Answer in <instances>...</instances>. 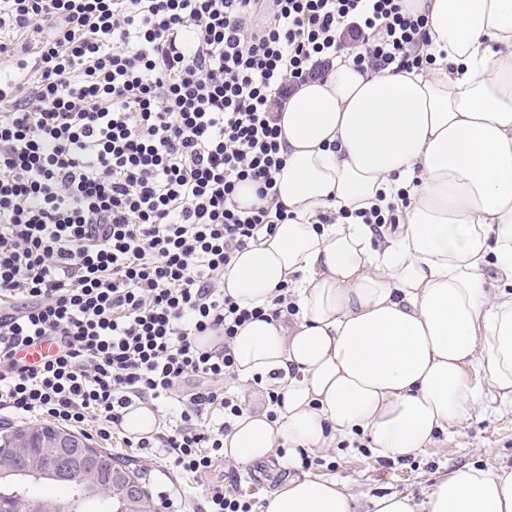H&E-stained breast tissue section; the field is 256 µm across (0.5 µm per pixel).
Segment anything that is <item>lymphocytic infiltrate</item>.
<instances>
[{
	"label": "lymphocytic infiltrate",
	"instance_id": "obj_1",
	"mask_svg": "<svg viewBox=\"0 0 512 512\" xmlns=\"http://www.w3.org/2000/svg\"><path fill=\"white\" fill-rule=\"evenodd\" d=\"M405 0H0V410L109 441L125 412L180 400L125 439L211 471L242 411L229 345L261 317L225 295L236 252L286 221L273 107L361 42L356 65H434ZM38 39L17 58L15 36ZM256 184L263 206L235 202ZM222 345L203 350L201 336ZM59 349L25 365L22 348Z\"/></svg>",
	"mask_w": 512,
	"mask_h": 512
}]
</instances>
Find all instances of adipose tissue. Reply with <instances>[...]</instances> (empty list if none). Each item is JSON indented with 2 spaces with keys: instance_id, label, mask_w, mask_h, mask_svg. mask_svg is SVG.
Instances as JSON below:
<instances>
[{
  "instance_id": "obj_1",
  "label": "adipose tissue",
  "mask_w": 512,
  "mask_h": 512,
  "mask_svg": "<svg viewBox=\"0 0 512 512\" xmlns=\"http://www.w3.org/2000/svg\"><path fill=\"white\" fill-rule=\"evenodd\" d=\"M425 53L447 67L382 72L339 58L276 113L277 204L288 220L236 253L224 292L292 315L252 319L231 343L239 380L276 389L244 408L224 456L294 469L263 512H353L331 478L299 473L300 451L369 434L397 459L483 404L512 401V0H409ZM407 198L397 224L361 214ZM328 213L335 220L319 223ZM372 512H512V468L464 465L422 502Z\"/></svg>"
}]
</instances>
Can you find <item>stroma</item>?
I'll list each match as a JSON object with an SVG mask.
<instances>
[{
	"mask_svg": "<svg viewBox=\"0 0 512 512\" xmlns=\"http://www.w3.org/2000/svg\"><path fill=\"white\" fill-rule=\"evenodd\" d=\"M369 446V437L359 433L307 457L309 473L344 483L356 499L355 512H368L371 499L382 494H407L423 500L439 477L464 464L491 471L511 467L512 404L486 401L464 421L434 436L427 448L399 460L378 458ZM112 455L140 474L150 495L161 491L173 495L174 505L167 512H192L197 507L193 478L173 469L158 449L116 446ZM231 472L236 473L241 492L257 506L268 491L284 486L289 478L287 470L275 469L268 462L242 466L224 460L208 473L207 479L217 482Z\"/></svg>",
	"mask_w": 512,
	"mask_h": 512,
	"instance_id": "1",
	"label": "stroma"
}]
</instances>
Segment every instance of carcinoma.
Wrapping results in <instances>:
<instances>
[{"instance_id":"1","label":"carcinoma","mask_w":512,"mask_h":512,"mask_svg":"<svg viewBox=\"0 0 512 512\" xmlns=\"http://www.w3.org/2000/svg\"><path fill=\"white\" fill-rule=\"evenodd\" d=\"M31 428H17L0 432V455L3 462L13 455L8 444L24 441L27 447L16 454L18 464L23 459L33 463L29 473H10L0 477V512H14L20 506H32L38 512H158L146 491L140 497L128 500L122 496L118 484L140 480L138 474L116 463L111 454L83 443L81 448H44L47 439H54L66 430L45 426L41 434L29 436ZM38 484L61 486L68 490L65 500L50 495L35 496L31 487Z\"/></svg>"}]
</instances>
